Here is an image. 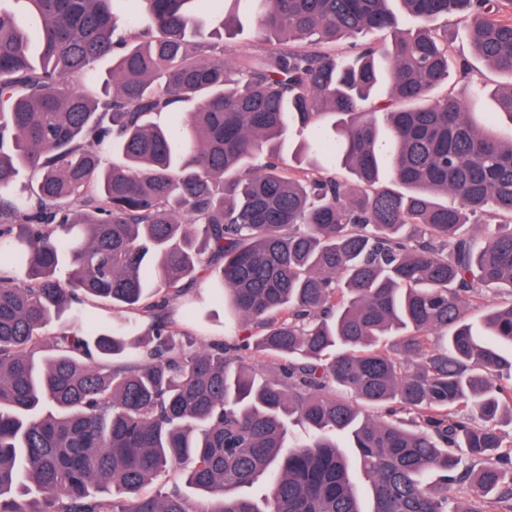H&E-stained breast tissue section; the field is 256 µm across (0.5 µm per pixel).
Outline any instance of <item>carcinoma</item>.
I'll return each mask as SVG.
<instances>
[{"mask_svg":"<svg viewBox=\"0 0 512 512\" xmlns=\"http://www.w3.org/2000/svg\"><path fill=\"white\" fill-rule=\"evenodd\" d=\"M25 2L33 28L0 4V512H512V140L438 93L453 15L512 79V0H251L247 54L240 0ZM494 99L512 119V82ZM206 278L270 373L178 340ZM86 297L132 319L47 335ZM170 468L199 498L152 490Z\"/></svg>","mask_w":512,"mask_h":512,"instance_id":"cac0c4a2","label":"carcinoma"}]
</instances>
